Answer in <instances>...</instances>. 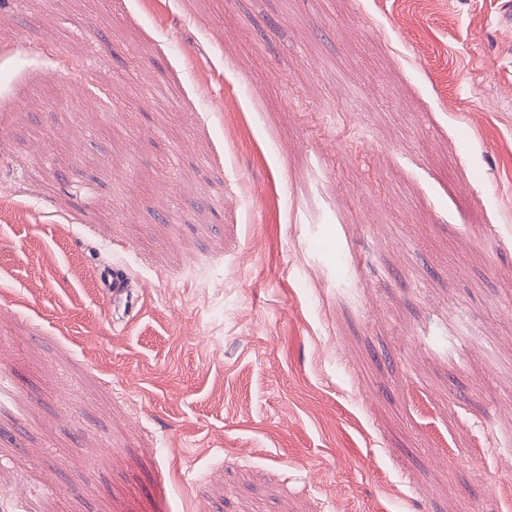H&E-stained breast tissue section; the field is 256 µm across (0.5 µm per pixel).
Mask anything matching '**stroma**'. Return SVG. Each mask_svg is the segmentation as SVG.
<instances>
[{"mask_svg": "<svg viewBox=\"0 0 512 512\" xmlns=\"http://www.w3.org/2000/svg\"><path fill=\"white\" fill-rule=\"evenodd\" d=\"M500 7L0 5V512H512ZM95 282L97 288H101L102 293L106 296L109 303L119 304L123 296H128L130 292L129 283L126 279L111 275L108 270L99 269L95 275Z\"/></svg>", "mask_w": 512, "mask_h": 512, "instance_id": "35a3bbf8", "label": "stroma"}]
</instances>
